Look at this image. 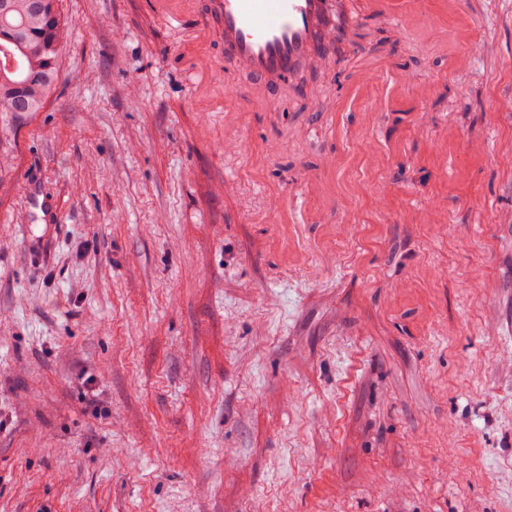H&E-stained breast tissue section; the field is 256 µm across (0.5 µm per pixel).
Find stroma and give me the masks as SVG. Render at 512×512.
Instances as JSON below:
<instances>
[{"mask_svg": "<svg viewBox=\"0 0 512 512\" xmlns=\"http://www.w3.org/2000/svg\"><path fill=\"white\" fill-rule=\"evenodd\" d=\"M365 2L271 87L59 0L0 112V512H512V0L490 67Z\"/></svg>", "mask_w": 512, "mask_h": 512, "instance_id": "obj_1", "label": "stroma"}]
</instances>
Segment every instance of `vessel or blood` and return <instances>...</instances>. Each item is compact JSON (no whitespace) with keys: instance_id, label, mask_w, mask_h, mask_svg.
<instances>
[{"instance_id":"obj_1","label":"vessel or blood","mask_w":512,"mask_h":512,"mask_svg":"<svg viewBox=\"0 0 512 512\" xmlns=\"http://www.w3.org/2000/svg\"><path fill=\"white\" fill-rule=\"evenodd\" d=\"M383 20L400 21L408 7L426 0H370ZM158 18L176 20L199 14L198 27L218 36L226 66L272 84L290 78L336 42L335 25L326 24L328 0H152ZM496 47L487 36L472 34L465 56L487 61Z\"/></svg>"}]
</instances>
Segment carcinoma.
<instances>
[{
	"instance_id": "cac0c4a2",
	"label": "carcinoma",
	"mask_w": 512,
	"mask_h": 512,
	"mask_svg": "<svg viewBox=\"0 0 512 512\" xmlns=\"http://www.w3.org/2000/svg\"><path fill=\"white\" fill-rule=\"evenodd\" d=\"M59 0H0V112H39L59 80Z\"/></svg>"
}]
</instances>
